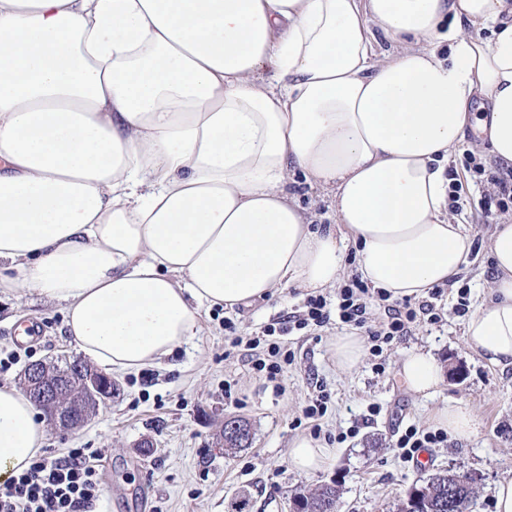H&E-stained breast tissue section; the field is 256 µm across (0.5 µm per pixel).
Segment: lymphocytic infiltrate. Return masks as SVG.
I'll use <instances>...</instances> for the list:
<instances>
[{"mask_svg":"<svg viewBox=\"0 0 512 512\" xmlns=\"http://www.w3.org/2000/svg\"><path fill=\"white\" fill-rule=\"evenodd\" d=\"M461 169L484 186L486 216L512 211V169L486 165L476 151L465 154ZM443 292V287L437 286L427 299L393 302L385 291L370 287L355 272L337 289L335 302H328L320 293L308 295L301 314L269 323L261 335L249 339L228 338L226 352L243 353L260 378L276 385L295 360L294 351L283 342L284 335L325 327L335 317L366 336L371 354L378 356L385 344L410 335L421 319L439 322L435 300ZM93 458V453L82 448L70 449L64 457L40 458L0 486V512H80L98 492Z\"/></svg>","mask_w":512,"mask_h":512,"instance_id":"f902f5d3","label":"lymphocytic infiltrate"}]
</instances>
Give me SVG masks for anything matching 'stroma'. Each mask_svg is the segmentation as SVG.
Instances as JSON below:
<instances>
[{"mask_svg": "<svg viewBox=\"0 0 512 512\" xmlns=\"http://www.w3.org/2000/svg\"><path fill=\"white\" fill-rule=\"evenodd\" d=\"M458 216L474 235L469 263L457 279L458 285H469L474 310L489 298L492 279L493 227L478 187H471ZM303 300L302 291L287 288L231 311L200 308L197 336L158 366L115 374L117 394L87 425L65 434L45 427V455L63 457L72 448L96 451L104 512H231L235 503L243 512H288L294 495L330 481L341 488L337 512H398L419 478L449 467L477 474L473 512H494L496 483L512 477V367L489 365L468 349L466 319L454 312L456 287L442 298L441 322L420 323L381 357L364 353L348 373L337 369L331 355L341 326L287 335L297 358L277 394L247 357L225 356L224 326L232 324L235 335L252 336ZM33 320L43 324L44 336L32 348L18 347L15 327ZM420 347L431 349L447 373L443 389L429 399L409 391L399 376L404 355ZM78 356L62 307L33 294L0 291V359L13 361L0 371V385H19L30 362L61 365ZM319 382L331 395L321 434L333 455L324 469L305 474L291 464V443L310 433L298 419ZM456 400L479 412L477 436L434 445L428 463L421 465L398 454L392 446L397 435L412 424L433 429L434 410ZM230 417L249 423L248 447L223 448L220 433ZM145 440L154 444L147 454L140 448Z\"/></svg>", "mask_w": 512, "mask_h": 512, "instance_id": "obj_1", "label": "stroma"}]
</instances>
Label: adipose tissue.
<instances>
[{
    "label": "adipose tissue",
    "instance_id": "obj_1",
    "mask_svg": "<svg viewBox=\"0 0 512 512\" xmlns=\"http://www.w3.org/2000/svg\"><path fill=\"white\" fill-rule=\"evenodd\" d=\"M378 32L397 49L376 54ZM469 127L512 166V0H0V288L62 305L113 372L186 344L202 306L336 286L350 247L391 300L426 297L469 261L445 175ZM297 172L334 224L313 226ZM489 253L464 338L506 368L512 224ZM399 374L424 398L444 383L428 350ZM432 419L481 427L463 401ZM43 444L0 387V484ZM294 178L299 202L313 215L314 224H334L335 213L330 194L320 187H311L299 173Z\"/></svg>",
    "mask_w": 512,
    "mask_h": 512
}]
</instances>
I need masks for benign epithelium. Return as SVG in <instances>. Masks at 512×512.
<instances>
[{
    "mask_svg": "<svg viewBox=\"0 0 512 512\" xmlns=\"http://www.w3.org/2000/svg\"><path fill=\"white\" fill-rule=\"evenodd\" d=\"M23 386L42 405L48 422L64 431L84 424L115 393L112 378L104 373L90 372L70 387L57 382L48 366L39 361L26 367Z\"/></svg>",
    "mask_w": 512,
    "mask_h": 512,
    "instance_id": "1",
    "label": "benign epithelium"
}]
</instances>
